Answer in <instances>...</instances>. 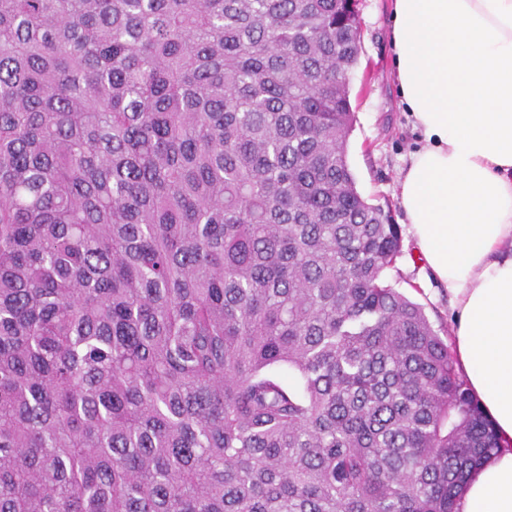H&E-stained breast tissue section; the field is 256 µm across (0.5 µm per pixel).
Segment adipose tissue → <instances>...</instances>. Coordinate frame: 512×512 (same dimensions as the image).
Instances as JSON below:
<instances>
[{
  "label": "adipose tissue",
  "instance_id": "obj_1",
  "mask_svg": "<svg viewBox=\"0 0 512 512\" xmlns=\"http://www.w3.org/2000/svg\"><path fill=\"white\" fill-rule=\"evenodd\" d=\"M390 48L418 134L400 205L448 290L458 366L501 443L458 508L512 512V0H393Z\"/></svg>",
  "mask_w": 512,
  "mask_h": 512
}]
</instances>
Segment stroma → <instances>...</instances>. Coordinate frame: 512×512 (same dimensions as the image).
<instances>
[{"instance_id": "stroma-1", "label": "stroma", "mask_w": 512, "mask_h": 512, "mask_svg": "<svg viewBox=\"0 0 512 512\" xmlns=\"http://www.w3.org/2000/svg\"><path fill=\"white\" fill-rule=\"evenodd\" d=\"M390 4L391 0H360L363 41L350 83L356 123L349 139L348 163L362 196L374 204H389L400 224L404 215L398 200V177L416 136L398 106L392 77ZM387 278L423 306L441 336H449L452 313L448 293L431 278L411 236H404L403 255Z\"/></svg>"}]
</instances>
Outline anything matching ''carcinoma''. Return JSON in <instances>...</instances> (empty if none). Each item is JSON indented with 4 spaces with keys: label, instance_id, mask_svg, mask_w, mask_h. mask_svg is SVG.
I'll use <instances>...</instances> for the list:
<instances>
[{
    "label": "carcinoma",
    "instance_id": "cac0c4a2",
    "mask_svg": "<svg viewBox=\"0 0 512 512\" xmlns=\"http://www.w3.org/2000/svg\"><path fill=\"white\" fill-rule=\"evenodd\" d=\"M361 49L359 0H0V512H458L500 444L385 277Z\"/></svg>",
    "mask_w": 512,
    "mask_h": 512
}]
</instances>
